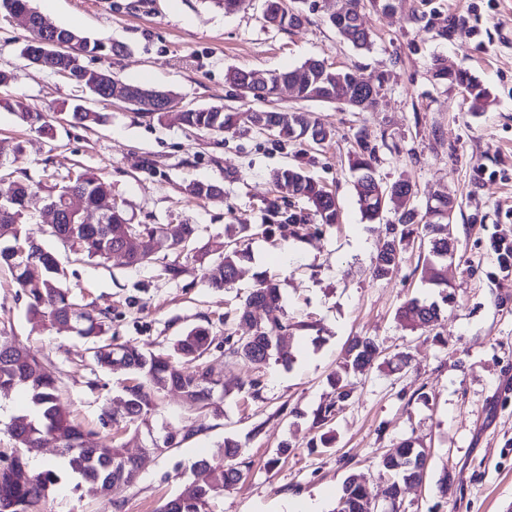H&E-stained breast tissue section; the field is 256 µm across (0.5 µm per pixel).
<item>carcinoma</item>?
<instances>
[{
	"mask_svg": "<svg viewBox=\"0 0 512 512\" xmlns=\"http://www.w3.org/2000/svg\"><path fill=\"white\" fill-rule=\"evenodd\" d=\"M29 15L33 39L21 49L26 58L32 53L42 57V66L52 71H67L75 76L73 83L81 91L90 95L103 93L109 88L115 77L108 70L97 71L95 87L88 86L85 80L86 70L81 63L83 55H103L110 53L120 56L125 47L120 44H105L100 40L91 41L69 29L59 28V32H49L48 38H57L58 44L45 47L36 41L38 27L44 17L31 6V0H0V11ZM274 27L287 30L302 26L300 12L284 6L280 8V17L273 19ZM436 76L441 81L455 83L464 88L471 87L476 94L471 96V107L479 111L488 103L486 88L466 71L448 75V68L435 65ZM344 88L336 89L335 95L319 94L314 86L302 83L296 88L299 98L311 100L338 101ZM13 112L21 121L41 128L51 127L47 115L32 112L20 100L8 99L0 102ZM68 113L80 124L99 125L104 121L100 112H88L80 103L70 106ZM186 125L196 129L223 133L237 128L241 124H250L255 128L267 123L278 125L276 139L280 142L296 141L310 132L325 140L327 131L316 122L308 119L303 112L269 111L239 112L224 111V107L189 108L183 112ZM375 148L362 146L360 154L351 161V167L358 173L355 189L361 211L368 221L377 218L380 201L365 204L364 195L374 187ZM63 185L58 186L48 196V203L60 209L69 205L67 191L78 190L81 207L74 212L73 222L63 221L48 227V233L62 245L72 244L79 256L100 262L108 260L113 249L122 244L127 232L146 231L152 237L164 241L163 252H174L185 247L196 238L198 227L194 224H180L173 234L168 233L167 224H132L123 209L103 210L104 199L112 193V185L102 178L79 173L73 177H61ZM273 182L282 198L305 200L312 211V217L321 224H334L338 220V210L334 198L319 183L304 174L297 166L284 168L273 175ZM187 191L195 198L217 200L223 196L222 189L210 182H195ZM33 192L29 180H18L13 195L0 203V224H6L12 230L15 244L0 247V267L7 268L18 287L28 298V314L51 323L59 319H71L79 325L78 334L85 338H98L105 331L108 313L95 316L85 310L69 295L63 287L60 272L54 254L39 244L27 232L22 222L27 197ZM416 213L410 210L399 217L402 224L400 237L385 240L377 250L374 267L375 277L388 279L397 270L401 261V249L395 244L412 233L409 226L415 224ZM429 234L427 260L433 267L434 285L442 288L441 302L427 303L418 298L408 301L398 312L402 322L414 325V317H419L418 327L426 328L438 323L441 318V304L452 302V293L446 290L448 281L445 271L448 267L447 225L425 223ZM493 247L500 256V268L512 267V242L499 238ZM205 254L217 256L209 267L206 278L212 288L228 289L233 286V274L245 258L244 251L227 242L207 243ZM258 301L267 312L263 322L254 325L252 335L247 337L227 336L224 355L240 358L261 369L274 360L289 364L291 356L288 350L279 345V332L288 327L277 284L262 279L252 289L236 310V316L244 319L246 308L252 301ZM379 357L374 341L366 336H356L346 349L339 370L334 373L331 383L336 390V400L320 407L314 417L317 428L328 426L335 412L341 409L352 396L347 377L372 367ZM92 358L100 368H107L114 360H122L137 376V383L125 388V405L119 416L108 415L116 423L135 424L144 427L156 399L167 392H178L186 403L204 412L206 416L219 417L223 414L221 401L215 397L216 390L223 385L222 377L214 370L211 360L208 332L204 328L190 329L186 334L172 342L170 348L155 352H144L134 346L101 342L93 347ZM21 390L30 404L28 413L10 420L6 431L15 441V445L30 455L40 448L52 446L61 450L68 468L82 480L99 486L104 497L118 509L122 504L121 494L138 473V462L124 455L122 448L111 445L103 450L89 440L90 433L74 422L60 403L58 380L42 366L40 361L26 348L0 345V396ZM240 455L239 444L226 438L218 445L217 452L210 458H202L196 465L209 468V479L202 482L189 481L173 497L166 499L156 512H209L210 501L234 486L241 478V470L235 460ZM424 451L405 441L393 452L382 457L379 466L387 475L385 495L393 504L394 512H399L402 486L421 479L419 461ZM27 470V462L17 456L10 464L0 468V512H39L42 501L49 497L51 487L57 482V476L50 468L28 473L23 480L20 473ZM333 512H367L366 493L351 475L343 485Z\"/></svg>",
	"mask_w": 512,
	"mask_h": 512,
	"instance_id": "carcinoma-1",
	"label": "carcinoma"
}]
</instances>
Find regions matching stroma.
I'll use <instances>...</instances> for the list:
<instances>
[{"instance_id": "1", "label": "stroma", "mask_w": 512, "mask_h": 512, "mask_svg": "<svg viewBox=\"0 0 512 512\" xmlns=\"http://www.w3.org/2000/svg\"><path fill=\"white\" fill-rule=\"evenodd\" d=\"M56 25L127 47L119 57L89 61L127 84L168 89L189 108L260 109L225 79L231 68L281 71L310 58L383 83L375 109L361 112L335 102L302 100L281 91L276 106L308 113L330 133L322 145L279 142L243 127L226 133L187 127L179 113L155 121L121 102H97L60 74L29 64L21 54L31 33L0 12V70L12 80L0 99L46 112L83 101L106 121L90 127L54 122L51 131L22 124L0 107V156L14 160L37 188L27 202L26 227L53 252L75 299L109 310L104 335L116 344L155 351L196 326L213 348L245 336L235 317L260 278L278 284L290 327L284 347L291 364L254 373L244 362L217 364L224 379L223 414L200 418L179 394L161 396L150 416L158 433H178L195 420L204 431L170 451L140 450L134 428L116 431L106 412L117 411L129 369H101L90 341L74 330L34 319L8 269H0V341L29 349L61 382L71 418L95 435L139 456L140 473L122 494L118 512H156L192 476L193 464L224 438L241 448L242 480L210 502V512H333L349 475L380 496L386 479L377 460L404 440L426 449L425 474L404 486L401 512H512V270L501 271L493 238L512 239V0H394L392 10L369 5L361 17L370 50L356 51L329 23L337 0H297L306 21L281 31L266 25L265 0H246L232 14L211 0H32ZM470 72L490 98L474 111L465 92L438 81L434 62ZM376 149L383 186L408 179L409 206L425 211L432 194L453 198L456 254L448 265L455 295L436 327L409 330L397 319L411 298H430L424 260L428 237L416 225L401 264L375 278L379 245L393 235L399 214L387 203L379 219H364L350 161L360 143ZM23 152L13 155L14 145ZM304 168L336 196L338 224H307L300 236L284 227L289 213H308L303 200H279L274 170ZM90 171L112 185V198L134 224L198 225L199 237L177 257L178 278L160 267L132 268L122 257L78 261L46 231L47 173ZM212 182L222 199L202 201L189 184ZM235 236L248 253L229 289L209 287L200 259L213 238ZM508 298L498 306V298ZM374 339L383 357L410 356L408 367H373L350 376L353 394L331 423L335 442L320 443L316 409L334 400L330 375L353 337ZM260 378L257 396L242 383ZM288 453H281L282 444ZM450 473L447 493L438 480ZM46 512H116L90 484L62 477Z\"/></svg>"}]
</instances>
